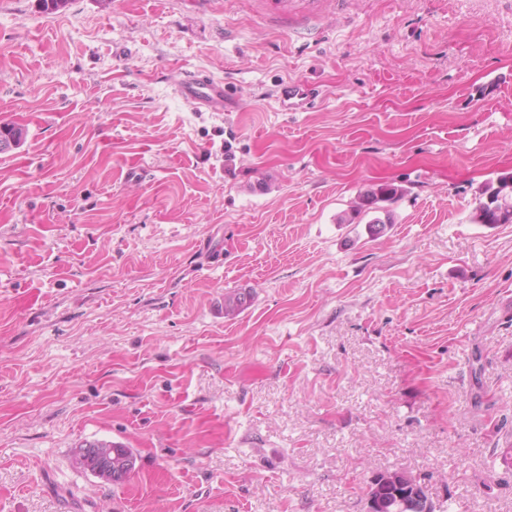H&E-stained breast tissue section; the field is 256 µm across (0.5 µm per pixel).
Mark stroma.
<instances>
[{"label":"stroma","mask_w":512,"mask_h":512,"mask_svg":"<svg viewBox=\"0 0 512 512\" xmlns=\"http://www.w3.org/2000/svg\"><path fill=\"white\" fill-rule=\"evenodd\" d=\"M4 122L0 512H366L395 469L512 512V224L471 219L512 174V0H0ZM381 181L384 236L337 223ZM176 94L196 108H205L211 112L224 111L229 98L223 80L205 74L187 76L175 87ZM316 97L315 90L300 81L283 83L277 92L276 104L281 111L303 112ZM102 443L105 442H83L80 445L81 448L78 450V459L83 463L84 467L90 472L98 476L106 477L112 475V448H120L122 456H125L127 459H132V468H130L131 464H128L129 468L126 471L122 470L118 472L109 480L113 482L123 481L131 474L132 469H134L135 467V461L132 451L129 448H126L125 446L116 443H112V447L102 448Z\"/></svg>","instance_id":"35a3bbf8"}]
</instances>
